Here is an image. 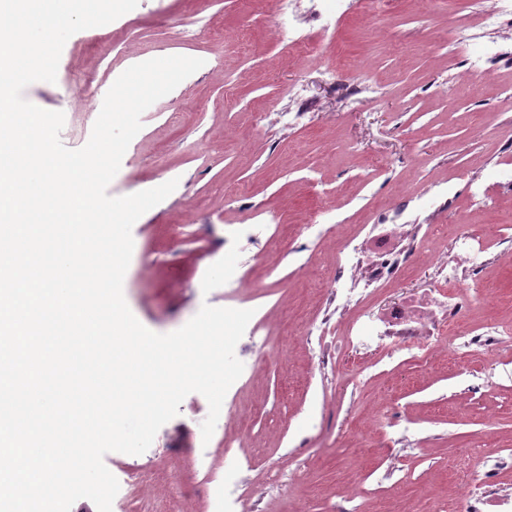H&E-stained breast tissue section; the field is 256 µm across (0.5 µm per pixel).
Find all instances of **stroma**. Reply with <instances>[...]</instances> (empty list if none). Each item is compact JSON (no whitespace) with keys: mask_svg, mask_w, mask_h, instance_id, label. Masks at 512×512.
Segmentation results:
<instances>
[{"mask_svg":"<svg viewBox=\"0 0 512 512\" xmlns=\"http://www.w3.org/2000/svg\"><path fill=\"white\" fill-rule=\"evenodd\" d=\"M498 0H399L362 28L348 0H297L292 26L336 13L334 41L382 86L375 103L329 79L326 59L277 46V0H139L115 21L66 42L55 83L24 97L65 115L62 143L84 146L102 103L128 67L182 55L203 66L142 115L107 193L125 196L177 180L132 228L125 300L149 330L184 326L202 305L253 310L235 354L244 364L210 441L205 397L189 394L140 455L112 452V512H336L344 487L400 493L412 512H452L467 448L512 450V341L495 355L448 354L404 364L345 349L328 285L336 236L362 246L388 219L410 288L428 273L418 250H447L460 275L494 293L469 316L512 327V18L458 53L448 31ZM302 87V124L286 123ZM265 110L262 126L253 114ZM493 239L483 264L460 260L457 233ZM365 369L336 386V364ZM364 432L355 451L340 429ZM243 447H236L237 438ZM301 480L289 484V472Z\"/></svg>","mask_w":512,"mask_h":512,"instance_id":"1","label":"stroma"}]
</instances>
